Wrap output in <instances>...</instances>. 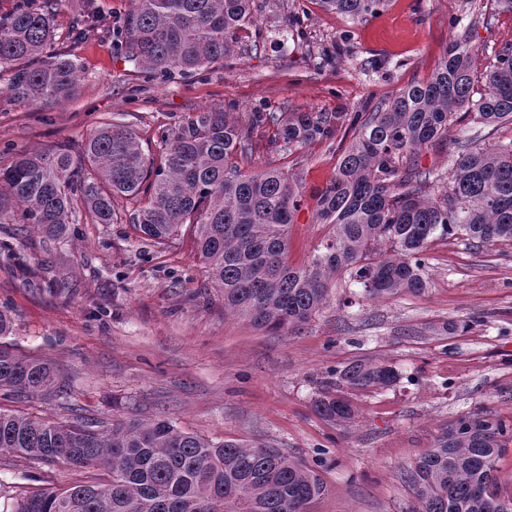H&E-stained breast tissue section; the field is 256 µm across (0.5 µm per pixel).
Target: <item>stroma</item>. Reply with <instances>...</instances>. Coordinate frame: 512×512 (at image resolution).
Masks as SVG:
<instances>
[{"label":"stroma","mask_w":512,"mask_h":512,"mask_svg":"<svg viewBox=\"0 0 512 512\" xmlns=\"http://www.w3.org/2000/svg\"><path fill=\"white\" fill-rule=\"evenodd\" d=\"M247 52L194 74L147 79L121 49L132 0H94L104 21L69 40L84 0H56L50 52L76 56L77 93L43 110L0 100V168L24 149L79 148L102 123L121 118L144 151L158 155L160 132L194 112L236 105L250 129L244 169L277 161L298 184L288 263L309 262L325 229L317 195L353 137L340 125L331 139L281 148L256 112H366L414 82L426 81L450 40L474 49V91L483 93L494 49L512 41V12L497 0H388L361 22L323 9L319 0H255ZM293 30L283 46H257L273 27ZM463 124L419 150L421 169L447 173ZM135 199L119 200L114 224L88 216L65 236L18 232L17 206L0 207V309L18 353L47 361L66 403L0 390V411L54 423L77 418L164 417L213 442L270 443L303 459L327 491L313 512H416L401 472L458 416L489 411L512 425V249L449 238L429 252L430 287L419 296L355 297L346 277L332 281L324 307L300 328L259 330L226 314L224 300L193 253L190 237L161 249L136 238ZM471 321L460 335L438 333ZM356 359L392 365V387L348 391L356 424L329 425L312 401L330 371ZM101 468L0 453V512L24 494L107 479Z\"/></svg>","instance_id":"obj_1"}]
</instances>
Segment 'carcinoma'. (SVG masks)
Here are the masks:
<instances>
[{"label":"carcinoma","mask_w":512,"mask_h":512,"mask_svg":"<svg viewBox=\"0 0 512 512\" xmlns=\"http://www.w3.org/2000/svg\"><path fill=\"white\" fill-rule=\"evenodd\" d=\"M351 20L378 12L386 0H320ZM87 0L72 30L101 21ZM253 0H135L124 26L127 61L146 73L190 74L236 55ZM53 12L17 0L0 18V65L11 66L9 100L60 104L76 93L79 67L66 53H45ZM474 50L448 44L438 69L389 103L354 114L358 129L329 184L319 193L316 223L327 232L311 260L288 264V229L299 206L296 182L279 166L246 174L249 132L231 110L194 112L160 134L158 158L130 126L114 119L78 150H22L0 169L4 198L18 223L57 236L81 202L94 224L117 220L115 198H144L129 215L133 232L155 246L180 240L193 225L195 255L224 295V312L259 328L292 330L324 306L340 274L368 299L416 296L430 288L428 250L450 236L470 244L512 246V142L481 144L482 129L512 124V43L495 51L485 91L473 98ZM342 113L256 112L253 124L275 125L284 146L331 139ZM476 135L457 143L451 178L422 171L417 151L448 133L454 119ZM394 367L354 360L331 373L314 400L325 421L349 429L356 413L345 388L385 389ZM51 366L0 342V390L60 397ZM512 427L485 410L462 415L403 471L417 512H505L494 474ZM0 451L43 461L62 459L108 472L104 484L72 485L17 501L12 512H308L326 484L300 458L267 444L228 438L214 443L167 418L76 419L55 424L0 412Z\"/></svg>","instance_id":"carcinoma-1"}]
</instances>
